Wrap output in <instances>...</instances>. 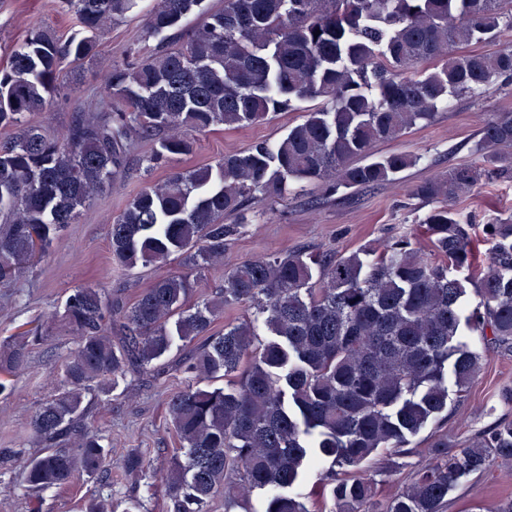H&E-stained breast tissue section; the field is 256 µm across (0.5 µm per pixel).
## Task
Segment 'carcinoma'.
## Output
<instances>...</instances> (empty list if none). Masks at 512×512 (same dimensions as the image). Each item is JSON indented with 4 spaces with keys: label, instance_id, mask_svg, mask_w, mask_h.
Returning <instances> with one entry per match:
<instances>
[{
    "label": "carcinoma",
    "instance_id": "obj_1",
    "mask_svg": "<svg viewBox=\"0 0 512 512\" xmlns=\"http://www.w3.org/2000/svg\"><path fill=\"white\" fill-rule=\"evenodd\" d=\"M203 0H161L147 15L152 36L171 47L112 63L104 112H78L57 136L26 120L61 95L68 65L94 57L95 36L136 0H64L82 33L62 42L39 27L0 70V283L32 266L109 182L125 175L137 138H152L150 171L163 158L193 152L195 136L214 126H245L292 102L320 100L276 144L259 143L214 165L170 174L134 196L113 217L112 259L180 266L127 304L104 288H75L62 320L73 347L63 379L30 419L42 451L22 461L19 480L36 495L106 471L110 450L85 422V396L109 402L129 376L145 384L155 361L181 342L175 370L188 378L167 403L180 443L161 483L167 512H224L254 489H267L264 512H309L291 489L319 472L336 512H445L448 496L471 476L512 462V421L501 420L448 455V436L426 448L428 463L410 483L382 497L363 472L381 448H402L448 410V377L457 397L481 370L482 354L462 339L512 349V218L484 225L491 244L481 277L473 218L459 197L495 175L512 180V113L483 128L462 164L414 189L436 205L421 220L437 256L407 236L378 254L295 252L236 263L224 285L194 303L195 271L224 263L249 203L281 199L295 184L372 188L413 164L399 152L375 155L428 123L437 104L512 78V46L460 54L456 47L512 31V0H223L186 37L183 20ZM319 35H314V32ZM442 58L424 76L415 68ZM479 304L468 309V286ZM264 317L274 339L258 338L246 316L213 332L224 309ZM34 326L0 347V395L13 390L33 346ZM222 387L202 389L206 378ZM331 459L325 471L318 465ZM142 475L136 449L122 459Z\"/></svg>",
    "mask_w": 512,
    "mask_h": 512
}]
</instances>
